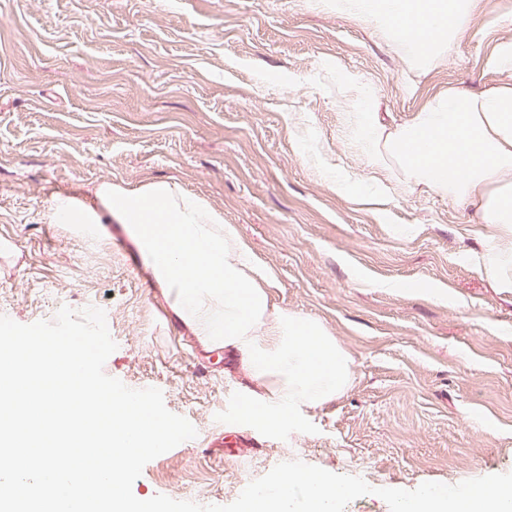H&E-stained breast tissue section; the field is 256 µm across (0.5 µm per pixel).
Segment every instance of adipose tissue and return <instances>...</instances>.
Instances as JSON below:
<instances>
[{"instance_id": "1", "label": "adipose tissue", "mask_w": 512, "mask_h": 512, "mask_svg": "<svg viewBox=\"0 0 512 512\" xmlns=\"http://www.w3.org/2000/svg\"><path fill=\"white\" fill-rule=\"evenodd\" d=\"M476 0H333L404 49L418 73L451 48ZM343 81L361 106L353 120L363 145L398 166L409 186L475 206L482 223L512 230V83L480 93L432 95L409 121L386 128L352 74ZM55 224L127 225L169 308L193 335L237 360L265 402L246 403L244 420L295 425L303 409L336 399L351 384L348 355L316 319L271 304L275 280L236 227L177 183L135 188L103 181L89 197L54 196Z\"/></svg>"}]
</instances>
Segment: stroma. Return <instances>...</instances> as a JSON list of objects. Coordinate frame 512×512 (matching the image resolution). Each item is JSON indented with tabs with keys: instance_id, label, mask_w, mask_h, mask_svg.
I'll use <instances>...</instances> for the list:
<instances>
[{
	"instance_id": "35a3bbf8",
	"label": "stroma",
	"mask_w": 512,
	"mask_h": 512,
	"mask_svg": "<svg viewBox=\"0 0 512 512\" xmlns=\"http://www.w3.org/2000/svg\"><path fill=\"white\" fill-rule=\"evenodd\" d=\"M510 40L512 0H478L415 79L328 0H0V315L102 308L105 373L194 425L135 497L227 505L299 460L373 486L345 512H390L376 489L512 472V288L482 269L503 231L364 150L336 80L357 75L398 125L439 91L497 84ZM155 179L204 196L274 272L272 303L335 337L342 395L291 428L242 421L249 381L174 316L125 226L87 243L48 218L55 195Z\"/></svg>"
}]
</instances>
